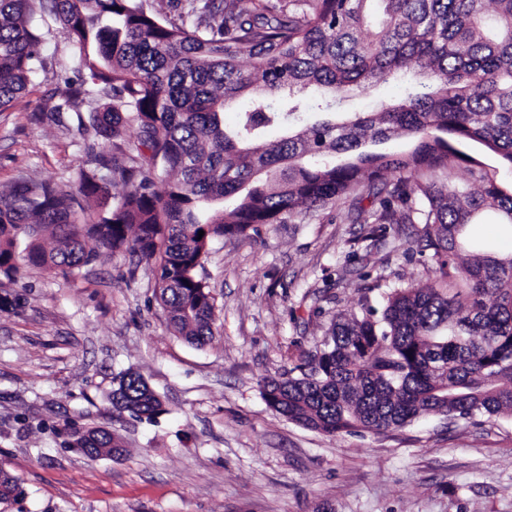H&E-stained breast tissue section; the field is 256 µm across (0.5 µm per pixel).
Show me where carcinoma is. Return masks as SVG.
<instances>
[{
    "mask_svg": "<svg viewBox=\"0 0 512 512\" xmlns=\"http://www.w3.org/2000/svg\"><path fill=\"white\" fill-rule=\"evenodd\" d=\"M35 6L94 49L80 59L86 78L49 112L74 113L100 151L85 147L76 193L25 178L0 189L1 276L29 267L70 276L127 250L154 263L174 332L204 346L215 304L198 270L213 239L342 207L369 225L362 242L409 224L403 256L432 282L360 274L357 306L288 376L264 382L267 406L326 434L403 428L423 414L470 424L512 416V253L467 234L485 211L512 233V184L498 178L512 171V0H0V108L45 68ZM415 70L430 83L408 86L402 103L336 118L353 88ZM320 86L331 99L299 97ZM243 95L249 105L228 131L224 106ZM278 126L288 135L266 141ZM396 136L410 149L365 150ZM111 404L140 421L165 413L129 371ZM67 436L92 458L126 453L104 426H70Z\"/></svg>",
    "mask_w": 512,
    "mask_h": 512,
    "instance_id": "obj_1",
    "label": "carcinoma"
}]
</instances>
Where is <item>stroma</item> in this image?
<instances>
[{"instance_id":"1","label":"stroma","mask_w":512,"mask_h":512,"mask_svg":"<svg viewBox=\"0 0 512 512\" xmlns=\"http://www.w3.org/2000/svg\"><path fill=\"white\" fill-rule=\"evenodd\" d=\"M40 53L46 70L0 110V188L20 177L76 187L94 140L75 115L34 119L82 77L80 50L60 32ZM405 87L353 91L340 109L398 102ZM364 232L328 211L310 224L264 225L249 240H213L205 276L216 338L204 347L175 335L151 264L127 251L76 277L36 267L0 276V470L22 490L0 499V512H512V417L466 425L427 415L402 429L326 435L265 403L264 381L355 307L360 282L339 258ZM355 264L429 282L382 240ZM126 371L164 402L157 422L113 412V380ZM69 423L108 426L127 456L65 446Z\"/></svg>"}]
</instances>
